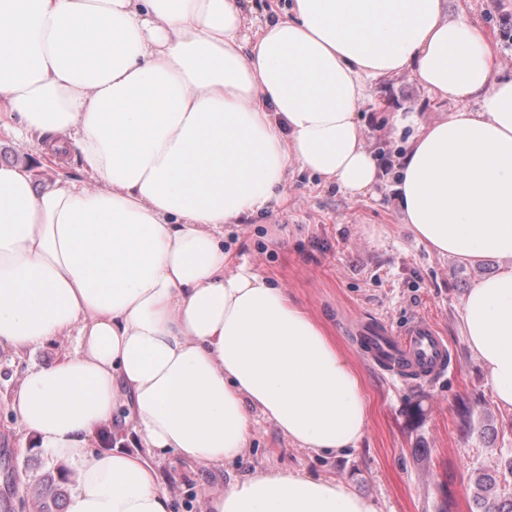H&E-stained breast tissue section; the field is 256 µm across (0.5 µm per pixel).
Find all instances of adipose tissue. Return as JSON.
Returning a JSON list of instances; mask_svg holds the SVG:
<instances>
[{
    "instance_id": "ef3b65f1",
    "label": "adipose tissue",
    "mask_w": 512,
    "mask_h": 512,
    "mask_svg": "<svg viewBox=\"0 0 512 512\" xmlns=\"http://www.w3.org/2000/svg\"><path fill=\"white\" fill-rule=\"evenodd\" d=\"M243 21L241 0H0V136L76 145L84 172L38 193L29 166L0 165V347L78 336L11 403L77 473L64 512H173L146 452L220 468L261 419L322 456L362 441L359 375L286 288L230 259L224 227L280 205L293 162L372 193L369 78L407 73L454 106L418 123L392 190L431 250L510 260L467 293L463 333L512 412V75L494 45L448 0H292L254 35ZM206 512L378 510L270 469Z\"/></svg>"
}]
</instances>
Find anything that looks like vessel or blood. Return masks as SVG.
I'll list each match as a JSON object with an SVG mask.
<instances>
[{"label": "vessel or blood", "mask_w": 512, "mask_h": 512, "mask_svg": "<svg viewBox=\"0 0 512 512\" xmlns=\"http://www.w3.org/2000/svg\"><path fill=\"white\" fill-rule=\"evenodd\" d=\"M359 341L375 366L406 381H428L448 368V346L427 319L414 321L398 334L370 326Z\"/></svg>", "instance_id": "vessel-or-blood-1"}]
</instances>
